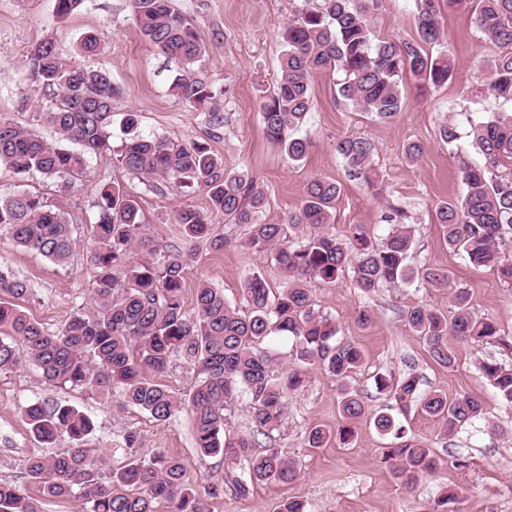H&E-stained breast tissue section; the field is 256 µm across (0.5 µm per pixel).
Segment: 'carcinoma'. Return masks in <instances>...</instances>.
Listing matches in <instances>:
<instances>
[{"label": "carcinoma", "instance_id": "1", "mask_svg": "<svg viewBox=\"0 0 512 512\" xmlns=\"http://www.w3.org/2000/svg\"><path fill=\"white\" fill-rule=\"evenodd\" d=\"M442 1L449 8L473 12L479 30L503 52L488 60L486 83L500 108L470 124L469 136L484 165L461 168L465 193L436 208V223L450 249L475 267L497 269L501 279L512 284V256L498 247L502 236L512 234V0H417L418 40L401 43L375 41L368 6L356 0H322L317 8L292 14L280 29L279 70L273 91L260 104V119L268 139L288 160L303 161L309 142L298 129L312 103L310 81L315 71L338 75L336 91L345 104L381 122L397 118L405 105L404 73L434 86L453 76L451 57L424 49L441 45ZM128 2L145 40L181 61L182 71L169 86L171 94L208 113L213 125H221L215 95L193 73L206 52L193 21L176 10L172 0ZM31 60L36 81L50 96L43 119L58 141L48 142L0 120V165L17 175L81 176L89 156L112 152V105L121 88L109 74L64 59L51 39L32 48ZM336 151L351 175L372 186L380 183L368 139L342 138ZM117 161L148 181H169L204 192L209 209L177 210L173 223L183 245L159 248L142 233L136 196L118 183L100 185L94 200V308L78 309L60 330L48 333L13 303L30 292L27 281L0 270V293L7 295L0 298V329H8L0 336V374L28 362L54 387L68 385L91 394L110 388L127 405L158 421L187 412L199 458L224 456L231 469L227 482L243 497L256 485L284 484L298 477L297 463L276 448L275 433L283 419L286 393L298 390L312 369L336 381L344 425L332 435L312 428L308 446L321 448L331 437L349 446L354 438L351 424L368 418L389 439L382 460L409 491L435 474L440 460L408 436L400 416L414 406L441 420L447 435L485 419L479 399L467 394L450 399L436 390L422 394L412 373L398 381L376 377V389L392 396L395 405L370 412L348 385L350 374L362 363L361 351L337 340L336 325L314 308L308 283H334L346 272L365 294L420 277L438 287L447 285L436 271L410 265L413 239L404 210L389 206L382 221L390 229L379 243L371 242L362 224L351 225L341 239L330 230L340 195L334 181L312 178L301 207L287 221L276 222L267 213L260 186L243 172L226 170L224 159L205 139L176 143L134 136L122 144ZM214 216L247 227V247L273 261L287 282L274 290L262 273L254 272L246 278L239 302L232 303L224 290L201 281L191 314L185 308L184 284L198 247L224 249V237L212 232ZM306 227L314 233L303 234ZM1 230L13 244L56 265H68L73 256L70 224L37 193L21 191L0 198ZM453 307L450 317L428 304L403 311L405 326L424 341L434 362L455 368L450 336L462 343H496L512 349V339H505L493 321L471 311L464 292L454 294ZM276 337L294 339L286 371L276 367L272 352L261 348ZM175 357L195 374L193 388L182 397L147 377L149 372H165ZM481 370L512 407V368L486 362ZM242 398L251 428L232 433L226 427V412ZM394 409L399 415L392 414ZM22 417L34 447L22 460L21 480L0 482V512H41L42 501L50 498L78 499L82 512H208L207 499L224 490L221 485L200 488L188 465L162 450L149 458L138 456L140 433L133 428L122 435L127 462L111 465L105 453L91 449L94 421L70 404L30 402L22 408ZM62 439L68 440V448L46 452ZM31 486L40 496L30 495Z\"/></svg>", "mask_w": 512, "mask_h": 512}]
</instances>
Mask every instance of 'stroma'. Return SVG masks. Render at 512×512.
<instances>
[{
  "label": "stroma",
  "instance_id": "stroma-1",
  "mask_svg": "<svg viewBox=\"0 0 512 512\" xmlns=\"http://www.w3.org/2000/svg\"><path fill=\"white\" fill-rule=\"evenodd\" d=\"M319 2L173 0L175 8L193 20L206 45L207 52L194 70L216 94L224 116L223 124L216 127L207 113L195 111L171 95L169 84L179 65L141 37L127 0H84L79 11L66 19L56 15L55 0H0V118L54 140L53 130L42 117L48 97L30 75V52L36 43L51 36L63 56L75 60L81 39L92 35L100 49L87 59V66L108 73L122 88L114 103L115 139H123L120 123L129 111L137 115V133L175 142L206 139L223 158L226 169L257 179L267 195L270 215L279 219L297 211L312 177L337 181L342 191L335 205L333 230L340 237L350 225L361 224L371 240H380L387 232L381 220L386 204L403 208L414 234L412 266L447 274V286L437 288L417 280L366 295L348 274L331 284L315 281L310 285L316 309L336 324L340 338L363 353V364L350 384L370 410L376 411L389 399L378 393L375 375L400 379L412 372L419 376L421 390H437L450 397L474 396L493 421L510 429L512 408L504 406L479 366L495 361L512 367V352L496 344L459 343L455 346L457 365L449 370L430 358L402 318L403 310L416 303L450 311L453 294L463 290L477 316L497 322L504 336H512V285L501 282L496 269L473 267L451 251L434 214L437 204L463 195V165L483 161L468 131L477 112L498 109L486 91L483 64L499 49L477 30L472 13L443 10L440 49L456 61L453 77L444 85L422 91L412 76H404L405 107L387 123L344 105L336 96L335 75L314 72L312 108L299 130L310 147L306 158L294 165L265 137L259 104L261 96L273 88L282 52L283 21ZM370 17L377 38L401 42L418 37L414 0H376ZM218 30L223 36L217 40L213 34ZM449 119L459 133L451 145L439 137L441 125ZM346 136H361L373 143V161L384 177L383 193L349 175L336 151L337 140ZM414 141L423 145L424 153L412 162L405 148ZM112 181L137 195L144 217L143 234L159 246L180 241L172 220L176 209L192 206L203 211L208 207L203 192L172 183L158 189L148 186L142 178L121 169L112 155L89 157L86 174L78 179L17 175L0 166V197L19 191L41 194L67 219L76 240L69 265L60 267L36 251L0 239V269L29 281L31 292L21 299L20 306L48 332L61 329L77 309L92 305V226L97 221L94 191L97 185ZM212 227L226 243L220 251L199 247L186 275V308H193L195 288L201 281L223 289L231 301L239 300L246 276L255 271L262 272L271 288L281 285V270L246 246L245 227L225 223L220 217L214 218ZM362 309L371 316L365 326L356 319ZM37 399L66 402L89 415L96 424L92 443L113 465L124 463L126 452L119 444L120 436L134 428L140 433L141 456L161 449L183 459L190 465L192 479L202 486L224 479L227 467L221 457L198 460L188 414L157 421L108 393L91 395L80 389L49 387L36 367L26 364L0 375V482L20 477V463L32 446L21 409ZM342 421L334 380L324 371H311L303 388L287 394L277 438L278 448L299 462L298 478L288 484L255 486L245 497L225 491L209 499V512H277L279 503L288 498L305 502L308 512H430L446 486L458 492L450 512H512V437L493 434L481 422L447 436L437 418L411 410L405 420L411 437L431 448L444 465L408 491L382 463L380 450L385 441L367 420L354 424L351 447H337L332 440L321 448L307 446L310 428L332 432ZM456 455L468 458L467 469L451 466Z\"/></svg>",
  "mask_w": 512,
  "mask_h": 512
}]
</instances>
